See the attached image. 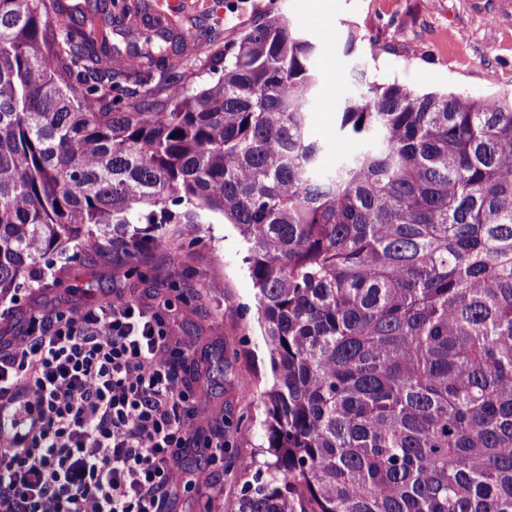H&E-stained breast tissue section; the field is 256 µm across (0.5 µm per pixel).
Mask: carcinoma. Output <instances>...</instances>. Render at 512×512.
Wrapping results in <instances>:
<instances>
[{"label": "carcinoma", "instance_id": "1", "mask_svg": "<svg viewBox=\"0 0 512 512\" xmlns=\"http://www.w3.org/2000/svg\"><path fill=\"white\" fill-rule=\"evenodd\" d=\"M201 89L112 61L65 0H0V298L73 243L238 226L273 382L224 512H512V98L366 82L330 161L319 45L266 14Z\"/></svg>", "mask_w": 512, "mask_h": 512}]
</instances>
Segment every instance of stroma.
I'll list each match as a JSON object with an SVG mask.
<instances>
[{
    "label": "stroma",
    "mask_w": 512,
    "mask_h": 512,
    "mask_svg": "<svg viewBox=\"0 0 512 512\" xmlns=\"http://www.w3.org/2000/svg\"><path fill=\"white\" fill-rule=\"evenodd\" d=\"M186 2L184 14L198 28L228 38L274 12L321 44L311 133L332 160L342 149L336 103L355 90L357 72L422 92L512 96V0H221V13L207 19L198 16L196 0ZM351 29L359 40L348 52ZM154 34L153 19L132 17L113 23L108 46L113 56L132 57ZM460 37L468 43L463 55L454 49ZM245 255L238 229L224 223L183 226L162 247L128 250L106 242L94 253H56L46 279L26 280L14 316L0 320V336H17L33 306L134 299L146 311L162 312L174 339L194 341L183 376L207 384L208 407L224 416L227 453L210 466L212 485L178 489L180 512H218L240 489L237 460L267 443L260 394L272 375ZM188 308L195 311L189 319Z\"/></svg>",
    "instance_id": "1"
}]
</instances>
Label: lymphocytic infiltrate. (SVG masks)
Instances as JSON below:
<instances>
[{
  "mask_svg": "<svg viewBox=\"0 0 512 512\" xmlns=\"http://www.w3.org/2000/svg\"><path fill=\"white\" fill-rule=\"evenodd\" d=\"M160 313L137 303L32 310L0 337V512H174L187 448L224 451V435L180 370Z\"/></svg>",
  "mask_w": 512,
  "mask_h": 512,
  "instance_id": "obj_1",
  "label": "lymphocytic infiltrate"
}]
</instances>
